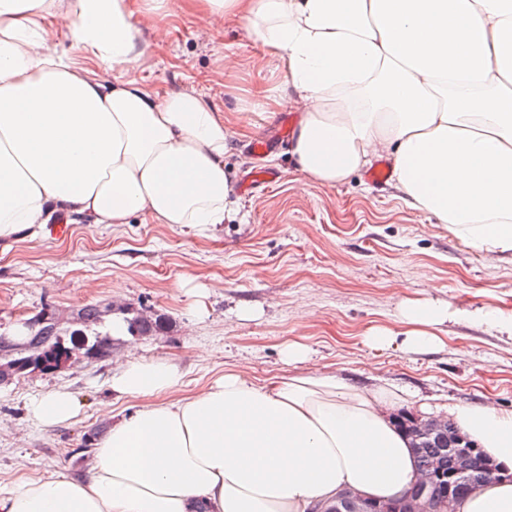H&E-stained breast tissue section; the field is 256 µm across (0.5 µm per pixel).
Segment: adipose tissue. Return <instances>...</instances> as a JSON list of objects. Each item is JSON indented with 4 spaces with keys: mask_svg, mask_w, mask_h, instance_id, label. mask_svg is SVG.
<instances>
[{
    "mask_svg": "<svg viewBox=\"0 0 512 512\" xmlns=\"http://www.w3.org/2000/svg\"><path fill=\"white\" fill-rule=\"evenodd\" d=\"M245 22L299 105L298 173L333 187L387 156L393 188L487 261L512 255V0H192ZM168 0H0V239L31 236L55 212L94 224L245 223L224 169L236 130L193 88L160 93L116 69L146 62L141 17ZM453 317L434 299L406 300L396 327L364 343L437 348ZM256 381L227 370L182 394L166 357L118 362L111 390L139 400L99 439L84 473L24 482L0 512H314L354 490L376 500L409 491L414 451L389 409L413 395L360 386L310 366ZM56 390L30 412L73 420ZM448 415L501 472L456 512H512V410L456 404Z\"/></svg>",
    "mask_w": 512,
    "mask_h": 512,
    "instance_id": "adipose-tissue-1",
    "label": "adipose tissue"
}]
</instances>
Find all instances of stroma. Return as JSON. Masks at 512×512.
Returning a JSON list of instances; mask_svg holds the SVG:
<instances>
[{
	"instance_id": "1",
	"label": "stroma",
	"mask_w": 512,
	"mask_h": 512,
	"mask_svg": "<svg viewBox=\"0 0 512 512\" xmlns=\"http://www.w3.org/2000/svg\"><path fill=\"white\" fill-rule=\"evenodd\" d=\"M170 2L159 17L168 39L157 44L142 31L147 66L120 77L160 91L193 87L223 110L240 133L224 165L248 221L202 230L83 219L61 234L49 224L35 238L0 240V334L41 309L65 316L87 304L149 311L169 323L158 336L117 338L109 360H71L0 384V489L81 473L92 456L89 435L105 434L133 405L115 398L108 380L115 362L134 356L176 359L186 372L182 390L193 393L228 368L261 381L282 374L281 351L296 342L312 363L355 382L384 378L415 393V417L443 418L460 402L512 409V340L468 317L512 310V259L488 264L364 173L337 187L305 182L282 129L298 110L268 106L283 74L237 18ZM261 134L271 147L257 158L248 146ZM257 168L277 182L246 186ZM427 298L458 312L440 348L411 354L364 345L370 328L393 326L402 301ZM56 389L74 394L77 418L36 424L28 405Z\"/></svg>"
}]
</instances>
